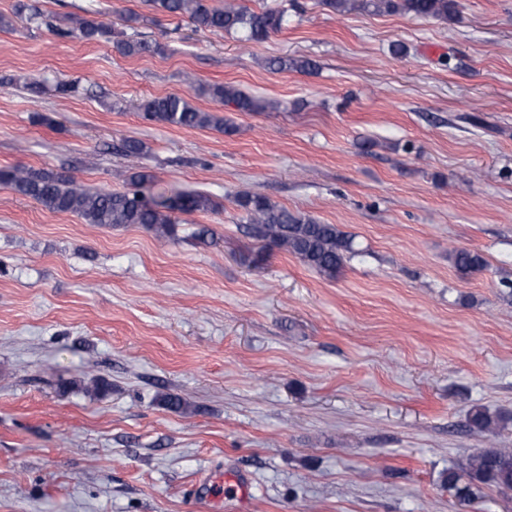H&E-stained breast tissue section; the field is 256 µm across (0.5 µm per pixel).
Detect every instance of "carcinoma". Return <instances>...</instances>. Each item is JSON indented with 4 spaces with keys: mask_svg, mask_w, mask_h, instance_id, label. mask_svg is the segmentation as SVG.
<instances>
[{
    "mask_svg": "<svg viewBox=\"0 0 512 512\" xmlns=\"http://www.w3.org/2000/svg\"><path fill=\"white\" fill-rule=\"evenodd\" d=\"M156 13L180 16L199 30L238 32L245 42H263L279 33L288 23L287 10L267 8L252 12L235 4L211 5L209 0H144ZM330 8L343 11L347 6L373 13L400 12L413 18H453L458 12L457 0H325ZM15 15L35 28L48 26L59 37L86 40H110L112 27L102 21L73 18L61 25L46 20L44 12L34 3L18 0ZM125 56L154 51L148 41L132 34L117 43ZM212 99L235 108L238 112H265L274 104L251 96L233 87L215 85L209 89ZM143 119L181 128H214L226 134L234 132L231 120L216 113L203 112L186 96L168 94L140 105ZM0 184L11 187L45 209L74 213L87 224L122 226L139 224L160 237L176 235V213L192 214L213 211L217 204L201 192L177 191L171 194L151 193L154 176L138 172L126 178L122 191L87 188L65 172L36 171L23 167L0 170ZM236 206L243 211L250 234L265 243L297 256L318 273L334 278L345 262L357 255L353 238L336 224H321L314 218L292 213L257 193L240 194ZM453 267L463 275L482 272L487 267L484 256L475 250L461 248L450 253ZM503 422L499 415L476 407L467 415L469 430L492 433ZM448 489L461 500H474L485 486L512 490V448H485L470 454L454 467L448 468Z\"/></svg>",
    "mask_w": 512,
    "mask_h": 512,
    "instance_id": "1",
    "label": "carcinoma"
}]
</instances>
